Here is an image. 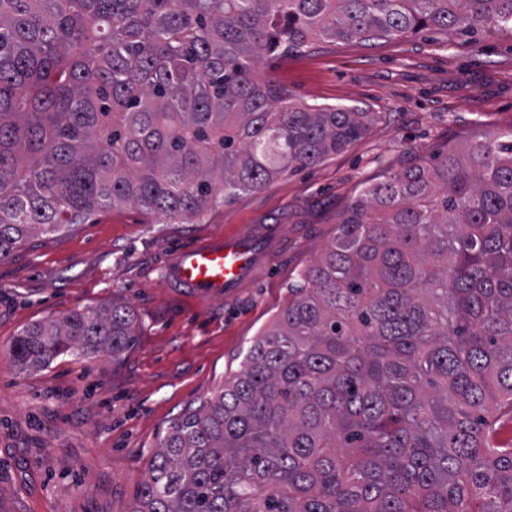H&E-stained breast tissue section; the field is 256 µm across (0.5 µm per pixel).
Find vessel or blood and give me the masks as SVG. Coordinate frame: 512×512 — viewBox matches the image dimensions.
<instances>
[{
  "instance_id": "1",
  "label": "vessel or blood",
  "mask_w": 512,
  "mask_h": 512,
  "mask_svg": "<svg viewBox=\"0 0 512 512\" xmlns=\"http://www.w3.org/2000/svg\"><path fill=\"white\" fill-rule=\"evenodd\" d=\"M278 227L252 226L175 250L165 268V284L198 299L226 297L249 284L278 246Z\"/></svg>"
}]
</instances>
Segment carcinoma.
I'll return each mask as SVG.
<instances>
[{"instance_id": "obj_1", "label": "carcinoma", "mask_w": 512, "mask_h": 512, "mask_svg": "<svg viewBox=\"0 0 512 512\" xmlns=\"http://www.w3.org/2000/svg\"><path fill=\"white\" fill-rule=\"evenodd\" d=\"M512 33V0H0V257L121 205L173 223L315 166L374 113L298 104L262 55ZM238 371L159 438L127 512H512V127L370 184ZM114 300L11 359H117Z\"/></svg>"}]
</instances>
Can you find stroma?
Returning <instances> with one entry per match:
<instances>
[{"label":"stroma","mask_w":512,"mask_h":512,"mask_svg":"<svg viewBox=\"0 0 512 512\" xmlns=\"http://www.w3.org/2000/svg\"><path fill=\"white\" fill-rule=\"evenodd\" d=\"M262 75L297 103L374 113L369 132L322 163L286 173L192 224L131 206L0 258V512H127L160 436L239 370L317 259L365 182L512 126V34L431 32L395 41L318 42L263 57ZM279 225L282 245L233 299L166 288L176 248ZM121 299L137 335L120 358L62 357L20 372L10 349L28 325Z\"/></svg>","instance_id":"obj_1"}]
</instances>
